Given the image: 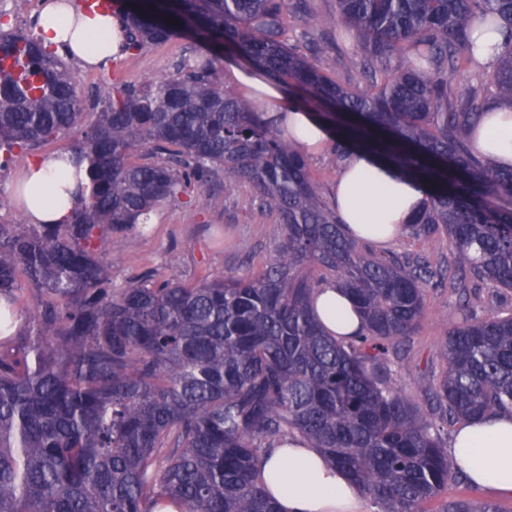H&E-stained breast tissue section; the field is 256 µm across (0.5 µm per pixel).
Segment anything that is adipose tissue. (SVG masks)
I'll list each match as a JSON object with an SVG mask.
<instances>
[{
    "mask_svg": "<svg viewBox=\"0 0 512 512\" xmlns=\"http://www.w3.org/2000/svg\"><path fill=\"white\" fill-rule=\"evenodd\" d=\"M45 44L70 51L90 66L106 63L119 53L122 34L114 14L83 10L76 0H48L39 18ZM237 92L259 93L266 119L287 113L288 127L300 150L309 156L324 154L330 140L326 126L311 110L289 104L287 92L273 82H261L251 69L231 65L224 75ZM474 150L497 165L512 166V101L490 105ZM88 184L84 164L67 153L38 158L12 184L32 224H58L77 205ZM426 201L422 184L402 176L394 167L357 149L341 163L334 204L346 232L357 239L388 244L398 226L407 223ZM316 313L336 337L360 328V319L345 292L334 284L318 288ZM448 453L469 480L490 492L512 496V412L500 411L458 424ZM261 475L282 512H362L361 493L350 478L328 462L320 449L290 441L268 451Z\"/></svg>",
    "mask_w": 512,
    "mask_h": 512,
    "instance_id": "adipose-tissue-1",
    "label": "adipose tissue"
}]
</instances>
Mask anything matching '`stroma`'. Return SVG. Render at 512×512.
I'll use <instances>...</instances> for the list:
<instances>
[{
  "instance_id": "1",
  "label": "stroma",
  "mask_w": 512,
  "mask_h": 512,
  "mask_svg": "<svg viewBox=\"0 0 512 512\" xmlns=\"http://www.w3.org/2000/svg\"><path fill=\"white\" fill-rule=\"evenodd\" d=\"M319 18L308 24L298 15L288 19V41L313 49L318 58L333 60L328 75L337 83L349 86L362 79L361 54L356 44L344 38L336 22V0H310ZM199 53L194 41L174 39L150 46L135 54L118 57L106 69H88L75 64L74 72L82 107V121L56 140L31 149L28 157L17 158L0 172V222L14 223L20 205L14 197L12 180L17 172L48 153L60 152L77 143L97 119L102 109L96 102V86L102 75L141 85L173 75L184 61L194 60ZM256 195L250 184H239L227 192L212 186L203 198L201 210L194 211L182 203L161 207L148 229H133L113 234L102 249L112 262V282L122 285L143 270L156 276H175L191 282L200 272L211 277L248 275L258 272L269 261L282 240V228L274 217L257 212ZM512 313V291L491 282H466L459 293L442 288H429L427 311L413 337L412 348L395 359L394 379L404 392L421 399L423 388L432 376L440 374L443 364L435 350L449 329L466 318L488 313Z\"/></svg>"
}]
</instances>
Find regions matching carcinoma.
<instances>
[{
	"mask_svg": "<svg viewBox=\"0 0 512 512\" xmlns=\"http://www.w3.org/2000/svg\"><path fill=\"white\" fill-rule=\"evenodd\" d=\"M118 2L125 51L180 35L205 53L138 88L102 80L105 108L71 148L89 174L72 215L0 224L3 322L23 321L0 340V512H280L260 465L290 439L321 449L377 512H424L462 477L448 429L512 410L511 314L448 331L423 404L391 369L430 284L454 290L469 275L512 290V169L472 149L485 104L448 93V75L473 62V34L512 33V0H336L363 51V89L287 43L288 0ZM225 58L319 106L337 161L364 147L424 182L427 203L404 230L426 249L448 237L454 265L346 234L288 128L216 77ZM72 60L0 28V170L81 123ZM482 79L512 100V39ZM140 149L160 160L133 161ZM242 182L282 225L263 270L190 284L143 272L112 287L100 242ZM315 267L361 313L357 334L336 340L316 321ZM28 287L44 297L34 312L20 307ZM445 512L501 509L459 499Z\"/></svg>",
	"mask_w": 512,
	"mask_h": 512,
	"instance_id": "cac0c4a2",
	"label": "carcinoma"
}]
</instances>
